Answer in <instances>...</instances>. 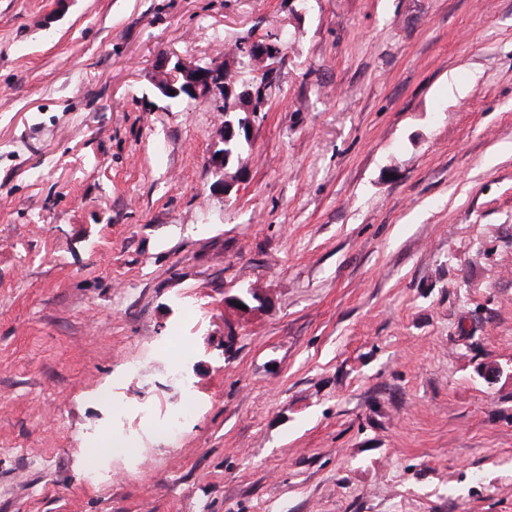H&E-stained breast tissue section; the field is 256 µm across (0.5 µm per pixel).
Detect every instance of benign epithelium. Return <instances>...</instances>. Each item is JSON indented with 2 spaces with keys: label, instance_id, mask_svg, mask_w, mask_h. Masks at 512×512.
Segmentation results:
<instances>
[{
  "label": "benign epithelium",
  "instance_id": "obj_1",
  "mask_svg": "<svg viewBox=\"0 0 512 512\" xmlns=\"http://www.w3.org/2000/svg\"><path fill=\"white\" fill-rule=\"evenodd\" d=\"M248 52L252 62L261 65L268 58H276L279 53L275 46L267 40L252 41L248 44ZM156 88L162 97L166 99L188 98L199 99L215 91L220 92L226 97L228 108L237 106L236 101L232 100V89L224 87V65L210 64L200 65L187 63L181 59L174 64H165L159 74L156 82ZM235 129L230 127H221L216 133L214 150L209 158V168L216 177L212 189L219 191L224 195H229L233 187V179L228 175L226 167L228 159L224 155V142L233 138ZM246 306V311H251L253 304L260 305L265 303L264 293L256 288H246L238 295L224 300V304H230L237 307V304Z\"/></svg>",
  "mask_w": 512,
  "mask_h": 512
}]
</instances>
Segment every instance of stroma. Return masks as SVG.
Masks as SVG:
<instances>
[{
    "label": "stroma",
    "instance_id": "35a3bbf8",
    "mask_svg": "<svg viewBox=\"0 0 512 512\" xmlns=\"http://www.w3.org/2000/svg\"><path fill=\"white\" fill-rule=\"evenodd\" d=\"M0 512H512V0H0ZM171 65L170 60L163 65L155 84L157 90L165 99L188 98L196 100L219 91L223 98L226 97L228 109L237 106L236 100H232V89L224 88V71L229 81H234L227 64L225 66L224 64L202 66L177 59ZM171 91H174V94H171ZM235 133L233 126L230 128H224V125L220 126L216 133L217 139L214 143V150L209 158V168L217 178L212 185V189L223 193L225 196L230 194L233 187V179L226 171L228 159L225 158V155L230 157L228 168L232 169L233 165L237 164L238 159L243 158L245 146L248 144L245 140L224 144L225 140L232 139ZM216 155H219V158H216Z\"/></svg>",
    "mask_w": 512,
    "mask_h": 512
}]
</instances>
